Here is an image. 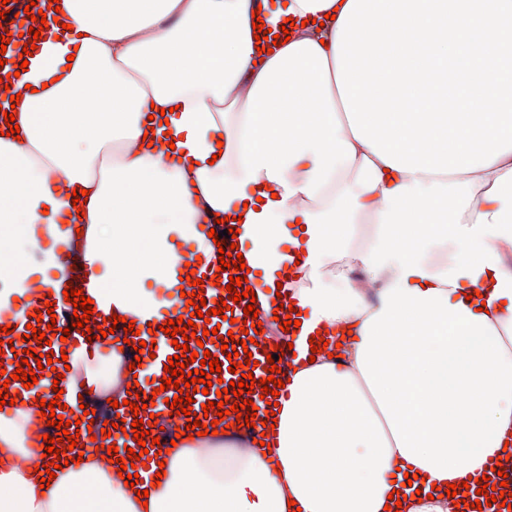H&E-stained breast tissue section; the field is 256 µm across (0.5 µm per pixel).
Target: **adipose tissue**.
Returning a JSON list of instances; mask_svg holds the SVG:
<instances>
[{
  "mask_svg": "<svg viewBox=\"0 0 512 512\" xmlns=\"http://www.w3.org/2000/svg\"><path fill=\"white\" fill-rule=\"evenodd\" d=\"M59 4L13 60L19 138L0 119V310L45 293L29 252L49 238L64 250L44 265L80 260L100 306L146 329L159 313L145 281L181 287L172 237L207 257L208 224L239 215L263 287L304 258L300 354L269 449L178 438L150 490L91 449L41 487L26 405L1 409L0 447L18 461L0 468V512H385L397 481L399 512H451L441 487L465 495L512 454V152L471 173L386 170L336 85L341 0ZM258 18L293 20L289 41L259 54ZM364 220L377 230L362 245ZM356 265L365 284L345 275ZM68 363L67 388L88 400L130 392L120 342Z\"/></svg>",
  "mask_w": 512,
  "mask_h": 512,
  "instance_id": "1",
  "label": "adipose tissue"
}]
</instances>
